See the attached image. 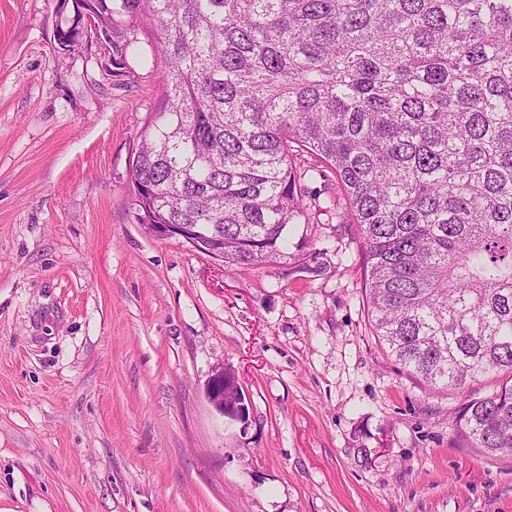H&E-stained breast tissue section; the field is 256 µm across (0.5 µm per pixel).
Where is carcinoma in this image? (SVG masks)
Segmentation results:
<instances>
[{
  "instance_id": "carcinoma-1",
  "label": "carcinoma",
  "mask_w": 512,
  "mask_h": 512,
  "mask_svg": "<svg viewBox=\"0 0 512 512\" xmlns=\"http://www.w3.org/2000/svg\"><path fill=\"white\" fill-rule=\"evenodd\" d=\"M112 75L156 32L164 102L139 134L140 224H207L224 265L290 259L313 223L294 153L336 175L371 327L457 392L473 448L512 454V0H77ZM81 14L58 28L79 39ZM510 376L472 398L483 374ZM225 413L239 389L224 372Z\"/></svg>"
}]
</instances>
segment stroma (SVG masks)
Listing matches in <instances>:
<instances>
[{
  "label": "stroma",
  "mask_w": 512,
  "mask_h": 512,
  "mask_svg": "<svg viewBox=\"0 0 512 512\" xmlns=\"http://www.w3.org/2000/svg\"><path fill=\"white\" fill-rule=\"evenodd\" d=\"M60 0H0V512H512V455L453 426L368 321L335 175L305 180L309 267L227 268L138 224L131 163L161 99L63 50ZM235 373L248 419L208 402Z\"/></svg>",
  "instance_id": "35a3bbf8"
}]
</instances>
